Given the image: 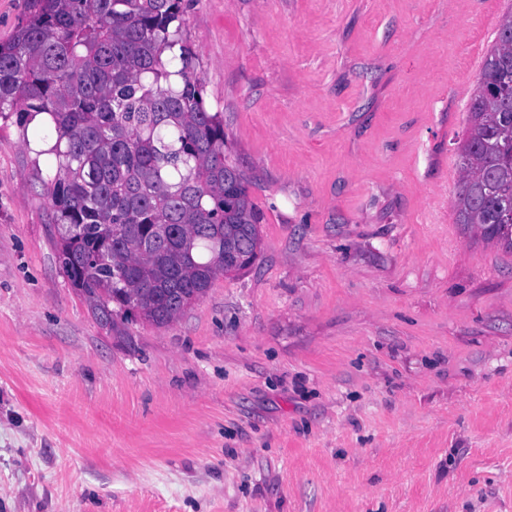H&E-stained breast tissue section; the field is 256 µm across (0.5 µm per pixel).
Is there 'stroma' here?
Here are the masks:
<instances>
[{"instance_id":"35a3bbf8","label":"stroma","mask_w":512,"mask_h":512,"mask_svg":"<svg viewBox=\"0 0 512 512\" xmlns=\"http://www.w3.org/2000/svg\"><path fill=\"white\" fill-rule=\"evenodd\" d=\"M261 248L100 323L0 114V512H512V251L456 221L512 0H182Z\"/></svg>"}]
</instances>
